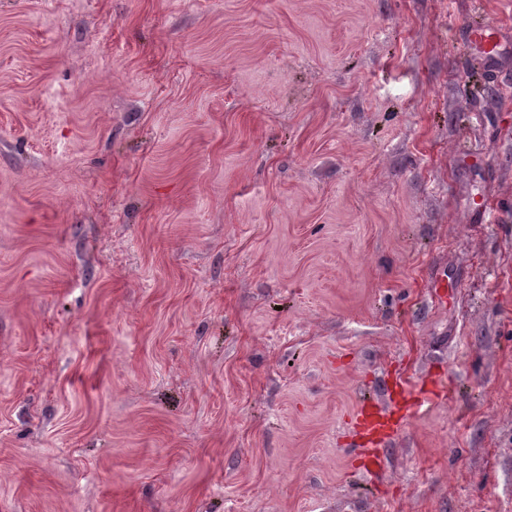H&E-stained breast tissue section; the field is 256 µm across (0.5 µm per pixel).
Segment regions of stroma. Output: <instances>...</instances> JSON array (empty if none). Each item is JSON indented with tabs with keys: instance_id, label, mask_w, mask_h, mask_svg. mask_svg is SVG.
Here are the masks:
<instances>
[{
	"instance_id": "stroma-1",
	"label": "stroma",
	"mask_w": 512,
	"mask_h": 512,
	"mask_svg": "<svg viewBox=\"0 0 512 512\" xmlns=\"http://www.w3.org/2000/svg\"><path fill=\"white\" fill-rule=\"evenodd\" d=\"M0 512H512V0H0ZM471 42L477 43L483 47L480 51L484 61H490L496 55V47L499 43V29L496 25L485 22L471 27ZM355 419L359 421L368 435H385L398 424L378 410L371 402L361 406Z\"/></svg>"
}]
</instances>
